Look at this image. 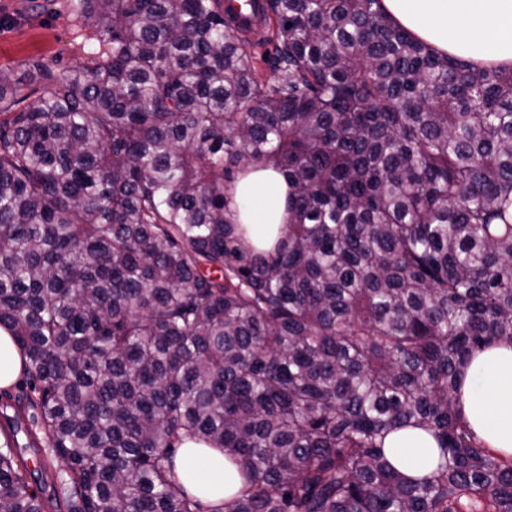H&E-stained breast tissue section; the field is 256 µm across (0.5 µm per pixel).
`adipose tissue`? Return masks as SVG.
I'll list each match as a JSON object with an SVG mask.
<instances>
[{"mask_svg": "<svg viewBox=\"0 0 512 512\" xmlns=\"http://www.w3.org/2000/svg\"><path fill=\"white\" fill-rule=\"evenodd\" d=\"M399 27L436 51L483 65L512 66V0H382ZM288 183L274 169L250 172L235 188L232 210L252 245L270 249L288 221ZM464 417L479 439L512 456V345L496 344L469 362L461 388ZM392 463L410 476L426 474L437 462V445L425 431L407 428L386 442ZM201 445L185 440L176 471L188 491L221 503L241 488L235 464L221 452L204 473H196Z\"/></svg>", "mask_w": 512, "mask_h": 512, "instance_id": "ef3b65f1", "label": "adipose tissue"}]
</instances>
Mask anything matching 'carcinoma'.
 <instances>
[{"label":"carcinoma","instance_id":"carcinoma-1","mask_svg":"<svg viewBox=\"0 0 512 512\" xmlns=\"http://www.w3.org/2000/svg\"><path fill=\"white\" fill-rule=\"evenodd\" d=\"M99 51L0 70V326L70 512H512V457L460 413L512 342V70L432 52L381 0H263L271 76L224 0H70ZM288 181L247 243L239 177ZM438 463L408 476L386 437ZM238 465L216 509L185 438ZM12 451L0 512H45ZM288 182L272 168L251 171L235 188L232 210L244 224L252 245L258 250L270 249L288 221ZM261 206L258 216L256 207ZM386 448L392 463L410 476L426 474L437 462V445L421 429L407 428L391 434ZM200 449L210 452L214 461L204 473H197L195 479L185 483L183 476L188 477L194 471L197 459L203 456ZM176 471L191 494L214 504L224 503V498L234 495L242 486L236 465L224 458L223 453L189 439L183 442L176 456Z\"/></svg>","mask_w":512,"mask_h":512}]
</instances>
